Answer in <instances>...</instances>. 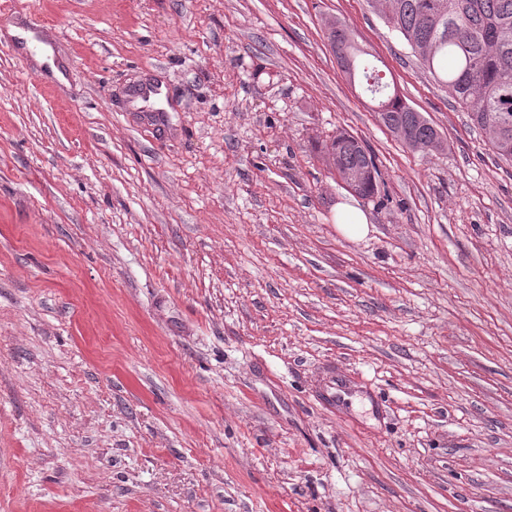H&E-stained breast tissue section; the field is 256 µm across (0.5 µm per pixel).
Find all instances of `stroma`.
I'll use <instances>...</instances> for the list:
<instances>
[{
  "instance_id": "obj_1",
  "label": "stroma",
  "mask_w": 512,
  "mask_h": 512,
  "mask_svg": "<svg viewBox=\"0 0 512 512\" xmlns=\"http://www.w3.org/2000/svg\"><path fill=\"white\" fill-rule=\"evenodd\" d=\"M12 11L44 31L0 27V512H512V162L367 0ZM329 18L442 152L380 123ZM328 363L380 412L324 410ZM355 140L357 139L347 132H339L334 135L330 140L328 148V152L333 154L329 155V164L332 172L336 175V179L352 194H359L363 185L375 180L371 191L365 196H360L362 198H371L378 192V169L374 157L368 149L363 150L357 147V145L354 144ZM336 160L338 166L342 169H352L362 165H369L374 171L371 168L363 167L340 174L336 166ZM335 223L342 234L351 239H358L367 233V218L358 208L343 205L337 209Z\"/></svg>"
}]
</instances>
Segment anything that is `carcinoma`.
Segmentation results:
<instances>
[{
	"label": "carcinoma",
	"mask_w": 512,
	"mask_h": 512,
	"mask_svg": "<svg viewBox=\"0 0 512 512\" xmlns=\"http://www.w3.org/2000/svg\"><path fill=\"white\" fill-rule=\"evenodd\" d=\"M382 19L408 43L419 64L448 89L451 98L469 110L472 124L496 128L488 147L501 158L512 152V0H381ZM339 62H350V78L365 79V91L378 104L380 121L403 134L414 147H429L440 133L422 113L391 92L379 71L367 64L360 48L340 23L328 32ZM355 137L339 132L328 152L338 166L377 169L368 150Z\"/></svg>",
	"instance_id": "obj_1"
}]
</instances>
